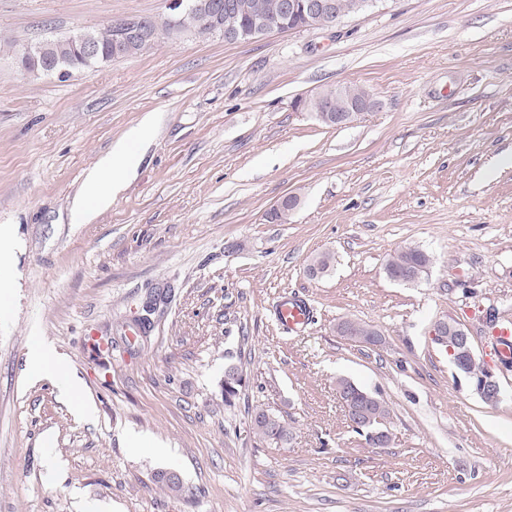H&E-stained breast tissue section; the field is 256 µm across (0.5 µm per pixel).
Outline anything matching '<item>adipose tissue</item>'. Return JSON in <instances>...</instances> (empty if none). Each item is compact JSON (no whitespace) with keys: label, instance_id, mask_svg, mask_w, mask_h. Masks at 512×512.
<instances>
[{"label":"adipose tissue","instance_id":"obj_1","mask_svg":"<svg viewBox=\"0 0 512 512\" xmlns=\"http://www.w3.org/2000/svg\"><path fill=\"white\" fill-rule=\"evenodd\" d=\"M150 133V120H142L127 137L114 144L109 155L101 158L91 169L86 179L84 196L80 202L84 213L91 214L107 206L108 189H119L127 173L132 158L130 142L145 140ZM25 373L31 378L54 377L60 397L71 402L76 412L82 417H93L95 413L93 402L83 396L79 380L73 377L65 360L57 355L51 346L40 344L31 350L26 360Z\"/></svg>","mask_w":512,"mask_h":512}]
</instances>
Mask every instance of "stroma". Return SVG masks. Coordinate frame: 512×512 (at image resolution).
Returning a JSON list of instances; mask_svg holds the SVG:
<instances>
[{"mask_svg":"<svg viewBox=\"0 0 512 512\" xmlns=\"http://www.w3.org/2000/svg\"><path fill=\"white\" fill-rule=\"evenodd\" d=\"M168 0H0V226L16 243L0 310V512H512V361L501 401L435 339L512 321V0H376L336 25L227 42L186 33L67 80L12 48ZM357 85L381 103L328 127L293 102ZM110 205L85 179L143 118ZM301 202L286 220L269 213ZM415 246L413 283L384 271ZM334 257L313 278L318 254ZM306 303L288 331L276 305ZM151 327L140 332L142 317ZM345 319L379 332L366 344ZM51 343L95 405L26 380ZM244 383L224 402V371ZM380 392L391 441L366 443L336 391ZM288 442L256 436L255 408ZM176 471L192 489L153 481ZM431 256L418 247H405L395 252L387 261L385 273L390 280L398 274L422 275L431 264Z\"/></svg>","mask_w":512,"mask_h":512,"instance_id":"obj_1","label":"stroma"}]
</instances>
